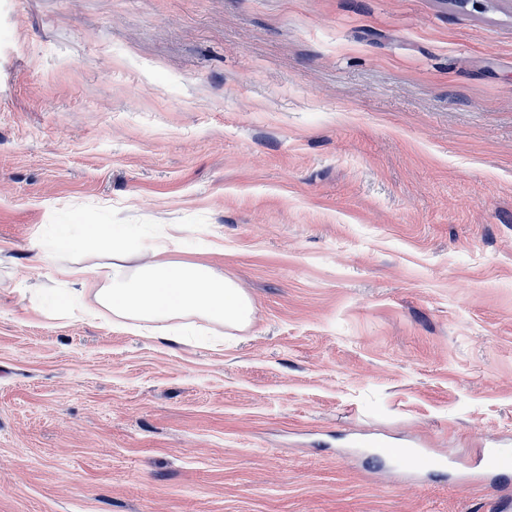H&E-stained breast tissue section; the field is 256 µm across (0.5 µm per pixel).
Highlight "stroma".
Returning <instances> with one entry per match:
<instances>
[{
	"label": "stroma",
	"instance_id": "obj_1",
	"mask_svg": "<svg viewBox=\"0 0 512 512\" xmlns=\"http://www.w3.org/2000/svg\"><path fill=\"white\" fill-rule=\"evenodd\" d=\"M208 227L224 348L36 310L43 225ZM512 0H0V512H496Z\"/></svg>",
	"mask_w": 512,
	"mask_h": 512
}]
</instances>
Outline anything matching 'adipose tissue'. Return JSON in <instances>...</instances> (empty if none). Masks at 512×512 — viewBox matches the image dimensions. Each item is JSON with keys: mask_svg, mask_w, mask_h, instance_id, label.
Listing matches in <instances>:
<instances>
[{"mask_svg": "<svg viewBox=\"0 0 512 512\" xmlns=\"http://www.w3.org/2000/svg\"><path fill=\"white\" fill-rule=\"evenodd\" d=\"M181 224H157L135 232L124 246L111 248L112 232L77 227L76 247L111 252L93 267L80 265L56 249L50 235L32 247L31 262H52L67 302L62 317L109 321L138 336L182 344L210 326L242 330L252 321L249 294L232 278L207 265L179 263L169 254L184 240Z\"/></svg>", "mask_w": 512, "mask_h": 512, "instance_id": "adipose-tissue-1", "label": "adipose tissue"}]
</instances>
